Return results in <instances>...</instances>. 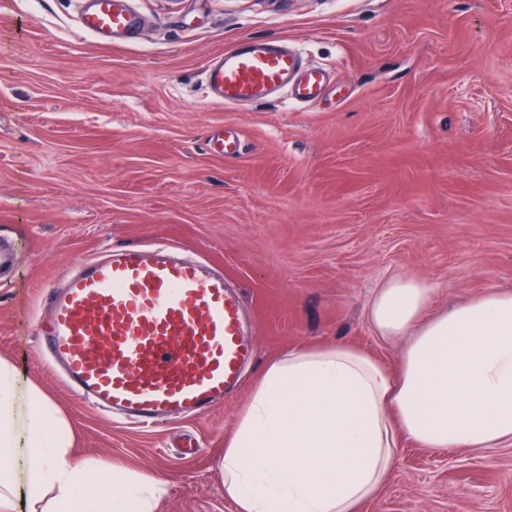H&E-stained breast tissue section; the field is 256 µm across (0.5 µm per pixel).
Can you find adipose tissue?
Returning <instances> with one entry per match:
<instances>
[{"label": "adipose tissue", "mask_w": 512, "mask_h": 512, "mask_svg": "<svg viewBox=\"0 0 512 512\" xmlns=\"http://www.w3.org/2000/svg\"><path fill=\"white\" fill-rule=\"evenodd\" d=\"M434 288L396 276L368 318L412 333L396 370L345 343L271 361L224 444V493L237 512H356L395 450L512 446V293L487 291L432 318ZM73 432L37 383L0 358V512H156L160 477L113 470L108 495L83 491Z\"/></svg>", "instance_id": "obj_1"}]
</instances>
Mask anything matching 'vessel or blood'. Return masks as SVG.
<instances>
[{
  "label": "vessel or blood",
  "instance_id": "b4317fda",
  "mask_svg": "<svg viewBox=\"0 0 512 512\" xmlns=\"http://www.w3.org/2000/svg\"><path fill=\"white\" fill-rule=\"evenodd\" d=\"M80 33L109 41L139 24L127 0H86ZM205 86L228 107L284 90L317 102L324 69H303L297 53L274 41H248L209 60ZM214 149L241 152L237 131L223 130ZM51 315L40 326L48 362L78 400L137 428L205 415L237 384L247 357L237 296L200 258L155 245L108 252L82 262L47 288Z\"/></svg>",
  "mask_w": 512,
  "mask_h": 512
}]
</instances>
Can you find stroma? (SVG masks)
<instances>
[{
    "label": "stroma",
    "instance_id": "1",
    "mask_svg": "<svg viewBox=\"0 0 512 512\" xmlns=\"http://www.w3.org/2000/svg\"><path fill=\"white\" fill-rule=\"evenodd\" d=\"M83 0H0V356L75 433L86 490L113 466L160 476L158 512H236L218 463L266 364L345 342L397 368L407 337L367 318L395 276L437 313L512 292V0H129L135 38L79 35ZM297 50L333 81L241 109L204 66L245 40ZM237 158L211 149L224 126ZM165 241L224 272L253 350L199 419L144 434L76 400L43 363L41 289L90 255ZM195 436L196 455L178 447ZM358 512H512V446L402 444Z\"/></svg>",
    "mask_w": 512,
    "mask_h": 512
}]
</instances>
